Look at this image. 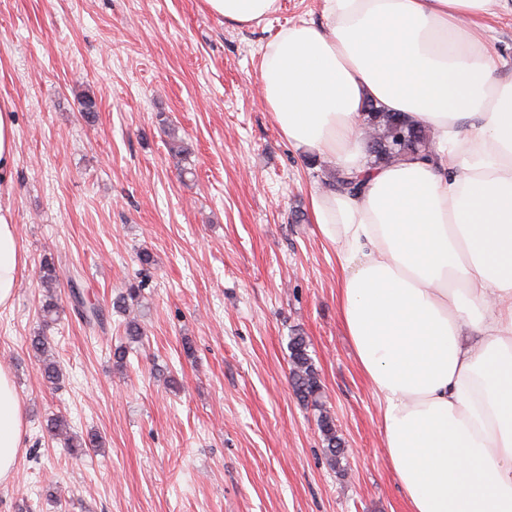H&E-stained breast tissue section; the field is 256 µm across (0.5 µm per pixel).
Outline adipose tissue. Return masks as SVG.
I'll return each mask as SVG.
<instances>
[{
	"mask_svg": "<svg viewBox=\"0 0 512 512\" xmlns=\"http://www.w3.org/2000/svg\"><path fill=\"white\" fill-rule=\"evenodd\" d=\"M238 26L280 0H203ZM512 0H321L322 21L280 30L259 81L296 148L357 174L318 187L311 220L338 248L340 316L377 394L408 512H512V77L478 30ZM430 128L428 158L371 165L366 103ZM24 262L0 211V308ZM474 334L476 342L463 338ZM26 430L0 368V481Z\"/></svg>",
	"mask_w": 512,
	"mask_h": 512,
	"instance_id": "adipose-tissue-1",
	"label": "adipose tissue"
}]
</instances>
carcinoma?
Here are the masks:
<instances>
[{"label":"carcinoma","instance_id":"carcinoma-1","mask_svg":"<svg viewBox=\"0 0 512 512\" xmlns=\"http://www.w3.org/2000/svg\"><path fill=\"white\" fill-rule=\"evenodd\" d=\"M159 121L163 131L171 139L170 149L172 152L178 156L187 154V148L177 137L175 129L170 127L167 119L161 116ZM363 123L365 128L370 131L371 146L366 148V152L376 164H388L406 156H431L432 146L426 127L398 113L387 112L371 102L365 108ZM359 184L358 177L340 171L334 174L331 182V186L336 190L349 192L357 190ZM40 273L44 288L55 287L57 270L54 262L48 259L44 260ZM139 296L140 286L130 285L126 289V293L114 301L116 309L121 312L127 311L130 303L138 300ZM308 347L309 344L305 337L299 334L289 337L290 383L294 394L301 401L318 408V422L325 442V453L330 464L334 466L339 463L344 453V446L336 435V428L331 416L323 409L322 386Z\"/></svg>","mask_w":512,"mask_h":512}]
</instances>
